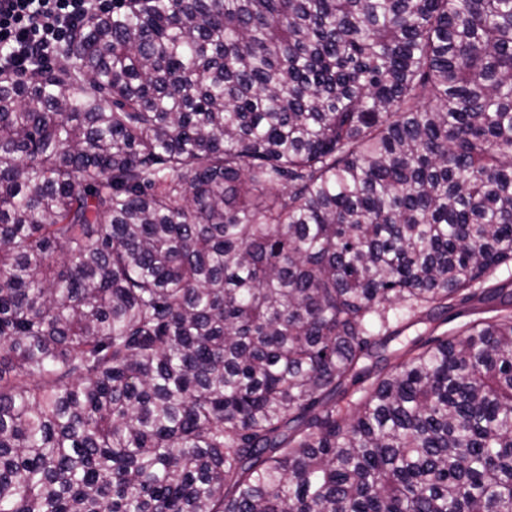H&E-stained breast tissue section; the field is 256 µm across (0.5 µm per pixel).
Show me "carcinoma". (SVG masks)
I'll list each match as a JSON object with an SVG mask.
<instances>
[{
	"instance_id": "1",
	"label": "carcinoma",
	"mask_w": 512,
	"mask_h": 512,
	"mask_svg": "<svg viewBox=\"0 0 512 512\" xmlns=\"http://www.w3.org/2000/svg\"><path fill=\"white\" fill-rule=\"evenodd\" d=\"M58 56L0 75V512H512V0H112Z\"/></svg>"
}]
</instances>
